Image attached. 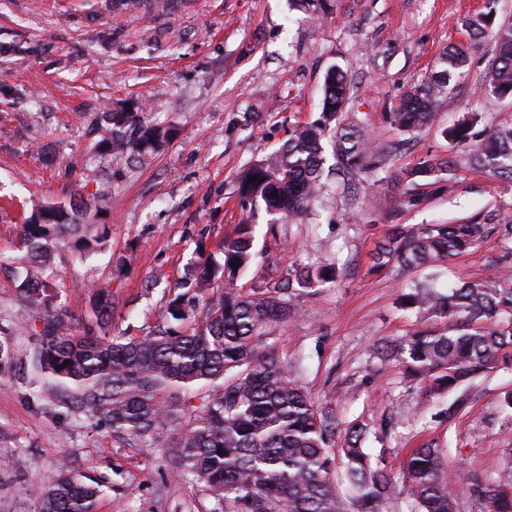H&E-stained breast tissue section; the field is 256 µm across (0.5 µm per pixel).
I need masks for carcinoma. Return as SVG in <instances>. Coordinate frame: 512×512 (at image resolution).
<instances>
[{"mask_svg":"<svg viewBox=\"0 0 512 512\" xmlns=\"http://www.w3.org/2000/svg\"><path fill=\"white\" fill-rule=\"evenodd\" d=\"M487 5L466 26L493 39L485 91L512 98V19L496 20L495 0ZM467 63L464 47H446L439 68L404 92L389 113L393 129L410 134L427 125L451 78ZM351 89L343 70H327L320 118L295 127L279 149L237 174L243 202L288 220L305 213L324 186L327 142L336 169L348 180L378 177L386 148L369 141L361 122L344 116ZM477 123L466 117L443 134L469 147L472 169L511 178L512 126L490 128L476 144ZM130 130L135 136H128ZM175 135L173 128L142 123L134 109L123 106L103 116L99 149L137 159L159 152ZM453 172L451 158L426 159L408 173V181L415 189L434 186L446 174L451 184ZM90 216L82 199L32 206L22 224L19 291L37 336L33 362L50 378L73 384L77 403L91 415L132 443L178 449L176 476L204 483L224 503V512H394L401 498L409 500L410 512H459L445 449L415 448L397 473L381 467L364 448L367 428L315 405L276 353L277 330L294 316L297 298L336 282V265H299L278 288L242 291L238 280L256 257L251 210L245 209L235 236L224 241L222 259L199 248L161 325L143 336L114 334L115 302L108 288L90 290V315L76 324L44 276L65 236L76 237L88 252L102 244L91 233ZM493 234L512 243V224L500 222L496 207L454 224H395L376 245L372 268L432 265L477 248ZM400 302L448 319L446 332L422 330L376 348L378 359L398 364L410 380L426 382L435 398L450 397L433 417L461 410L467 386L489 371H512L511 275L464 281L446 293L416 283L402 291ZM202 382L213 386L212 393L184 423L179 396ZM99 495L98 482L65 468L37 490V512H94ZM470 495L476 512H512V486L505 482L477 481Z\"/></svg>","mask_w":512,"mask_h":512,"instance_id":"carcinoma-1","label":"carcinoma"}]
</instances>
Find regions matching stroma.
<instances>
[{
    "instance_id": "obj_1",
    "label": "stroma",
    "mask_w": 512,
    "mask_h": 512,
    "mask_svg": "<svg viewBox=\"0 0 512 512\" xmlns=\"http://www.w3.org/2000/svg\"><path fill=\"white\" fill-rule=\"evenodd\" d=\"M0 0V340L12 359L0 367V512H36L34 489L61 468L97 480L96 512H224L194 478H176L173 451L129 446L77 409L71 385L48 383L30 360L31 314L14 266L24 254L21 225L31 199L99 201L100 249L59 247L51 278L78 319L90 288H108L113 330H152L170 291L197 256L219 254L242 216L239 169L279 148L291 129L315 121L331 66L353 80L349 113L390 147L376 187L329 180L309 210L271 223L253 211L257 258L240 288L271 289L298 263H333L342 273L298 298V316L280 329L277 351L313 400L367 424L365 442L399 470L412 449L448 448L460 512H472L473 479L512 481V434L499 412L512 372L478 379L465 410L431 420L434 403L399 366L381 363L377 344L446 320L397 303L410 282L440 291L486 277L512 256L500 237L444 265L372 271L376 244L395 224L457 220L498 206L512 223V181L468 169L466 154L443 135L463 115L478 129L512 125V99L486 95L490 37L466 28L484 0H330L313 17L288 0ZM469 48L432 124L399 135L388 114L400 95L434 69L448 45ZM139 103L146 123L176 128L159 153L131 161L97 155L103 113ZM425 158L453 159L452 193L407 202L408 173ZM153 289H146V282Z\"/></svg>"
}]
</instances>
